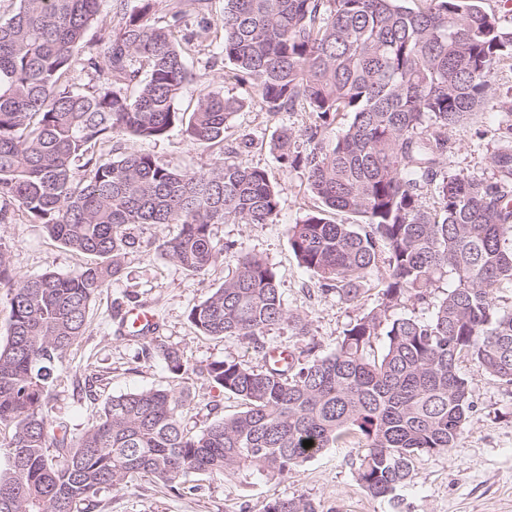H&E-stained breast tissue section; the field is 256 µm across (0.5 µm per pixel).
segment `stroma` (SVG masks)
<instances>
[{
    "label": "stroma",
    "mask_w": 512,
    "mask_h": 512,
    "mask_svg": "<svg viewBox=\"0 0 512 512\" xmlns=\"http://www.w3.org/2000/svg\"><path fill=\"white\" fill-rule=\"evenodd\" d=\"M223 12L224 0H207L203 13L189 12L181 21L182 33L192 38L193 80L179 107L192 108L198 95L207 92L242 99L245 106L232 117L225 142L197 144L177 127L155 141L116 137L112 154L147 152L160 164L197 173L208 172L215 163L230 158L265 169L279 189L277 221L213 225V237L222 254L201 273L185 271L151 245L152 240L177 235L178 225L134 228L143 248L128 255L118 279L92 301L87 331L64 354L50 388L48 417L66 421L73 434L90 427L112 397L150 388L189 392L182 423L194 431L204 429L218 416L243 410L242 401L216 388L204 370L216 361L260 369L265 364L263 352L241 336L199 335L188 319L190 310L231 274L237 252L268 263L277 275L289 312L309 323L306 336L295 335L284 325L273 329L265 338L268 348L279 347L299 358L310 349L318 355L329 353L350 322L377 303V274L368 276L359 302L350 305L321 291L293 255L287 228L299 221L315 200L305 170L282 168L271 141L280 126L302 130L313 119L303 111L266 112L255 102L252 86L236 81L231 66L216 53ZM492 87L490 103L451 132L449 170L492 177L490 157L499 144L501 127L512 116V66L496 68ZM243 132L252 136V147L229 154V147ZM0 245L8 249L11 271L19 278L49 271L74 275L91 261L90 256L60 245L42 225L19 211L0 223ZM135 304L156 315L160 324L157 341L179 354L185 367L182 374L171 373L159 353L144 354L142 340L120 332L121 313ZM462 371L474 401L467 427L456 448L415 460L412 481L403 492V512H512V386L467 364ZM361 454L357 445L346 443L300 463L288 476L272 481L255 479L247 485L235 478L213 479L192 472L173 490L146 476L131 486L101 491L88 512H265L272 498L298 495L318 503L322 512H393L387 501L369 497L358 485L356 469Z\"/></svg>",
    "instance_id": "stroma-1"
}]
</instances>
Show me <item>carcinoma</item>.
I'll list each match as a JSON object with an SVG mask.
<instances>
[{"label": "carcinoma", "mask_w": 512, "mask_h": 512, "mask_svg": "<svg viewBox=\"0 0 512 512\" xmlns=\"http://www.w3.org/2000/svg\"><path fill=\"white\" fill-rule=\"evenodd\" d=\"M414 2L224 0L220 20L224 61L255 86L258 104L273 114L299 105L320 120L283 125L271 143L282 168L306 170L319 202L288 227L292 252L321 291L348 303L382 270L376 306L326 355L261 370L209 364L207 379L245 409L201 431L182 425L183 396L149 389L113 397L76 436L47 419L48 388L55 362L84 335L91 302L137 248L130 227L179 225L155 250L200 273L222 253L212 225L274 224L279 193L258 167L224 161L197 173L148 153L101 152L116 136L158 140L176 125L198 144L224 142L243 102L207 93L187 114L177 107L192 77L176 36L182 10L160 26L153 0H122V27L100 60L81 52L103 0H17L0 21V220L14 206L95 263L75 276L16 279L0 246L10 304L0 345V425L9 428L0 512H82L99 492L141 476L172 485L189 472L274 480L350 437L364 449L358 484L396 507L413 460L448 452L465 430L473 400L461 363L512 385V310L493 302L512 288V124L491 155L493 177L446 166L448 133L489 102L494 67L512 60V29L483 0ZM79 61L97 74L81 90L71 78ZM340 116L349 117L344 130L325 142L327 119ZM329 211L358 222L335 223ZM235 262L190 310L197 332L248 337L261 351L277 325L309 333L265 261L241 252ZM407 302L429 316L401 312ZM149 344L172 373L184 370L177 352ZM266 512L320 510L298 496L276 497Z\"/></svg>", "instance_id": "1"}]
</instances>
